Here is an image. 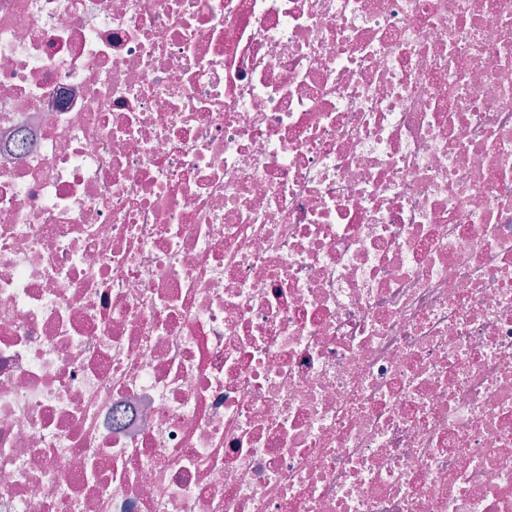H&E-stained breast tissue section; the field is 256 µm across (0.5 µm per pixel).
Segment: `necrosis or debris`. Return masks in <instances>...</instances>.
Segmentation results:
<instances>
[{"mask_svg": "<svg viewBox=\"0 0 512 512\" xmlns=\"http://www.w3.org/2000/svg\"><path fill=\"white\" fill-rule=\"evenodd\" d=\"M0 512H512V0H0Z\"/></svg>", "mask_w": 512, "mask_h": 512, "instance_id": "1", "label": "necrosis or debris"}]
</instances>
